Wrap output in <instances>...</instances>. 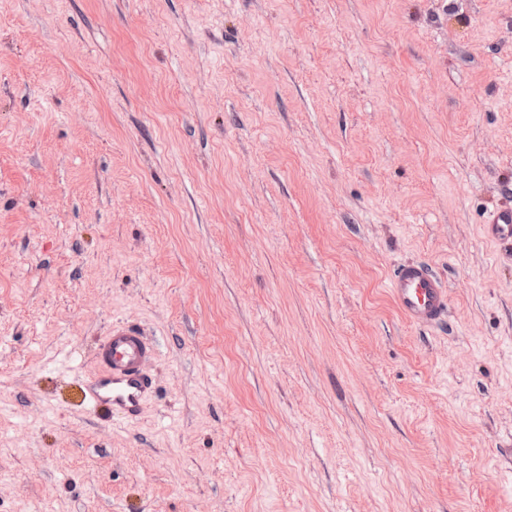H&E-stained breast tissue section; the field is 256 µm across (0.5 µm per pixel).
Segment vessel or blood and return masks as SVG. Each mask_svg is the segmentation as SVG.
Wrapping results in <instances>:
<instances>
[{"instance_id": "vessel-or-blood-1", "label": "vessel or blood", "mask_w": 512, "mask_h": 512, "mask_svg": "<svg viewBox=\"0 0 512 512\" xmlns=\"http://www.w3.org/2000/svg\"><path fill=\"white\" fill-rule=\"evenodd\" d=\"M485 231L498 243H512V208L490 210ZM389 288L401 315L417 325L435 323L448 312L447 288L427 264L401 266L392 276ZM154 353V346L141 328L112 327L98 346V372L85 387L84 396L90 408H118L126 415H136L151 390L143 365Z\"/></svg>"}]
</instances>
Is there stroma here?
Returning a JSON list of instances; mask_svg holds the SVG:
<instances>
[{
  "mask_svg": "<svg viewBox=\"0 0 512 512\" xmlns=\"http://www.w3.org/2000/svg\"><path fill=\"white\" fill-rule=\"evenodd\" d=\"M498 205L512 0H0V512H512ZM389 288L401 315L419 326L433 324L448 313L447 288L425 263L401 266ZM155 353L141 328L112 326L98 346L95 356L98 372L85 386L89 407L92 410L119 408L127 416L136 415L151 390L143 365Z\"/></svg>",
  "mask_w": 512,
  "mask_h": 512,
  "instance_id": "stroma-1",
  "label": "stroma"
}]
</instances>
